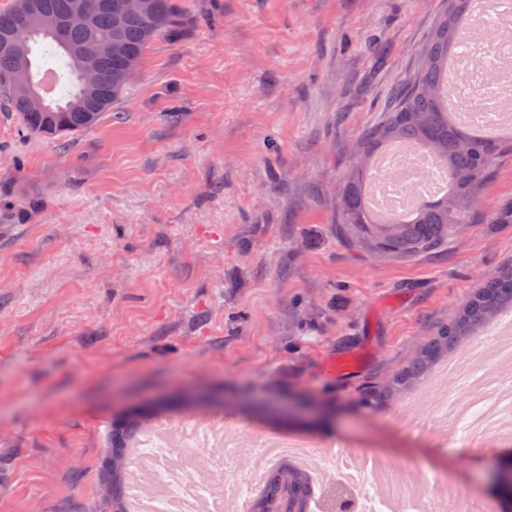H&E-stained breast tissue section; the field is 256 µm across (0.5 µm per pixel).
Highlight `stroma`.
I'll list each match as a JSON object with an SVG mask.
<instances>
[{"mask_svg":"<svg viewBox=\"0 0 512 512\" xmlns=\"http://www.w3.org/2000/svg\"><path fill=\"white\" fill-rule=\"evenodd\" d=\"M126 96L67 140L0 93V512H101L128 416L227 417L341 436L485 486L490 459L411 434L359 389L396 370L477 283L512 224L379 258L336 225L353 145L421 63L445 0H182ZM326 413L292 420L288 401Z\"/></svg>","mask_w":512,"mask_h":512,"instance_id":"obj_1","label":"stroma"}]
</instances>
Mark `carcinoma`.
<instances>
[{
  "mask_svg": "<svg viewBox=\"0 0 512 512\" xmlns=\"http://www.w3.org/2000/svg\"><path fill=\"white\" fill-rule=\"evenodd\" d=\"M42 10L57 17L69 14L73 0H38ZM146 14L126 20L115 32L112 13L99 15L95 28H73L66 35L69 45L88 53L99 84L108 92L102 103L90 100L80 82V62L68 54L54 39L40 31L34 17H28L34 34L24 59L0 52V90L8 96L11 109L19 115L25 129L46 137H67L98 125L103 115L119 101L143 57L159 38L177 40L186 24L180 0H145ZM25 0H13L0 11V31L25 17ZM469 0H448L438 15L426 41L421 65L410 86L401 89L392 108L377 124L367 128L354 145L359 160L352 164L340 186V213L337 223L355 241L377 254L390 257L422 254L434 250L455 233L460 224L474 221V207L465 208L460 201L478 198L486 176L495 160L512 152L511 134L484 133L476 139L461 134L448 120L439 100L440 85L447 78L448 45L458 43L462 24L468 17ZM43 61L54 60L57 77L67 84L65 95L37 110L18 90L19 71L32 88H37L35 49ZM421 141L439 151L448 163L452 191L448 198L425 202L407 223L377 224L365 205V186L370 176L369 164L381 147L395 140ZM489 224H511L512 203L502 204L485 213ZM501 288L512 289V265L478 281L477 288L454 318L439 327L417 356L434 352L438 343L450 336H464L483 320L502 300ZM415 360H410L388 380L365 388V397L375 403L384 392L407 383L412 377Z\"/></svg>",
  "mask_w": 512,
  "mask_h": 512,
  "instance_id": "cac0c4a2",
  "label": "carcinoma"
}]
</instances>
